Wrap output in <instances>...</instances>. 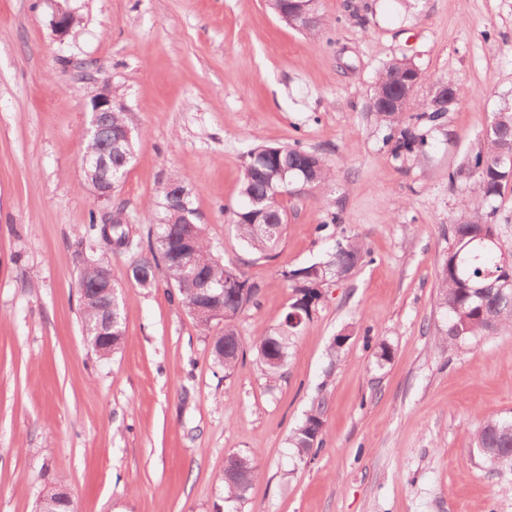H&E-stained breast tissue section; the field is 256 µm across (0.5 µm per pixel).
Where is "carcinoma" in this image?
Wrapping results in <instances>:
<instances>
[{"label":"carcinoma","instance_id":"cac0c4a2","mask_svg":"<svg viewBox=\"0 0 512 512\" xmlns=\"http://www.w3.org/2000/svg\"><path fill=\"white\" fill-rule=\"evenodd\" d=\"M400 66L387 63L379 72L371 95L386 93ZM377 121L386 128L385 141L391 144V152L397 159L407 158L426 145L422 128H441L445 125L447 112L436 110L426 100L419 104V111L375 113ZM497 131L482 138L480 149L467 157L463 163L448 171V182L462 179L473 181V189L465 199L460 219L446 229L448 249L443 254L437 283V307L448 314L446 340L463 343L494 331L512 328V284L500 290L498 287L481 292L478 287L512 279V253L505 254L499 245L484 240L487 235L498 234V225L493 222L496 207L493 202L501 197L506 186L512 182V108L496 113ZM131 127L128 112H104L100 115L95 133L86 138L85 151L94 150L111 141L112 131ZM136 139L121 146V154L112 159V171L123 178L127 166L122 157L133 159ZM331 180V173L321 155L308 151L298 144L272 145L270 151L258 156L248 153L241 177V204L231 211L230 220L235 224L237 236L245 250L257 259L271 260L280 251L286 229L288 207L283 196L288 184L300 182L308 186H319ZM157 228L155 240L148 242V254L140 256L129 266L131 280L141 288H152L164 279L176 287L177 299L187 311L200 305V292L190 276L209 280L211 288L217 289L225 282L239 278L249 285V290L260 292L262 285L245 276L240 269L224 263L217 256L203 231H198L191 251L184 257L174 254L178 249L180 223L184 219L196 223L199 217L186 200L182 216L172 211L166 194L157 202ZM368 251L355 237L336 242L328 259L307 266L282 271L293 295L283 316L279 329L273 335L260 336L255 350L267 374L275 377L288 359L291 337L312 320L307 306L320 297L317 286L325 279L353 271L365 262ZM237 289H224V319L207 313L195 315L198 323L209 329L213 324L224 323V333L214 337V361L230 370L243 353L241 344L233 337L234 323L244 311L242 299L236 296ZM84 327H96L104 306L95 294L82 295ZM118 321L112 328L111 343L103 347L120 349L124 342L123 312L115 311ZM321 408L306 415L293 431L290 445L297 454L304 456L321 443ZM477 448L490 461L512 456V420L488 418L483 421L477 435ZM235 478L224 481L226 498L241 499L257 477V467L252 458L240 455L234 462Z\"/></svg>","mask_w":512,"mask_h":512}]
</instances>
